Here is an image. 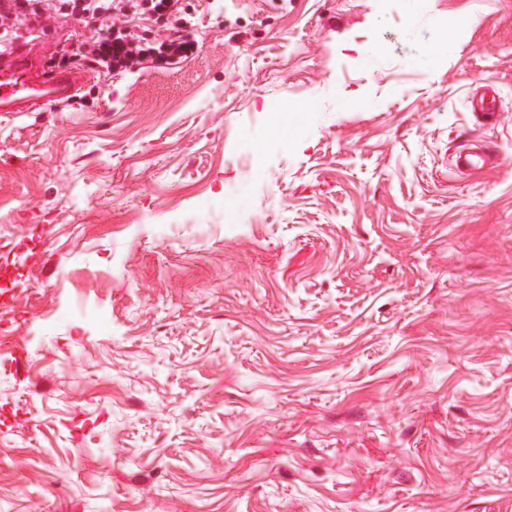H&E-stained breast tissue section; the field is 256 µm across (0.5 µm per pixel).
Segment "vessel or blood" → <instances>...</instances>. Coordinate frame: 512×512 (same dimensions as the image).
I'll return each instance as SVG.
<instances>
[{
	"label": "vessel or blood",
	"instance_id": "obj_1",
	"mask_svg": "<svg viewBox=\"0 0 512 512\" xmlns=\"http://www.w3.org/2000/svg\"><path fill=\"white\" fill-rule=\"evenodd\" d=\"M86 78L79 70L47 72L36 62L32 49H16L0 58V112H31L72 99ZM496 96V90L489 87L472 97L476 119L493 118ZM488 159L484 146L471 145L456 153L453 165L459 171L472 170L484 166Z\"/></svg>",
	"mask_w": 512,
	"mask_h": 512
}]
</instances>
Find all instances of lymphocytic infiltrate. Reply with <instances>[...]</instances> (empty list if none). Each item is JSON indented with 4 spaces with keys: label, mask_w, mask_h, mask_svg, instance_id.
Masks as SVG:
<instances>
[{
    "label": "lymphocytic infiltrate",
    "mask_w": 512,
    "mask_h": 512,
    "mask_svg": "<svg viewBox=\"0 0 512 512\" xmlns=\"http://www.w3.org/2000/svg\"><path fill=\"white\" fill-rule=\"evenodd\" d=\"M52 9L76 14L90 30L88 38L57 47L53 59L92 68L101 77L169 69L198 50L195 21L183 0H55ZM150 22L159 27L151 39L141 32Z\"/></svg>",
    "instance_id": "f902f5d3"
}]
</instances>
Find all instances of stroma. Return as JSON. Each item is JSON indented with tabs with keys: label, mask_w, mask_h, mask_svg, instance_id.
Segmentation results:
<instances>
[{
	"label": "stroma",
	"mask_w": 512,
	"mask_h": 512,
	"mask_svg": "<svg viewBox=\"0 0 512 512\" xmlns=\"http://www.w3.org/2000/svg\"><path fill=\"white\" fill-rule=\"evenodd\" d=\"M186 3L178 68L0 114V512H512V0ZM481 94L476 93L470 100L472 112L477 120L488 121L494 117L497 92L485 87ZM489 155L483 145H470L456 153L453 165L458 171L472 170L484 166Z\"/></svg>",
	"instance_id": "35a3bbf8"
}]
</instances>
